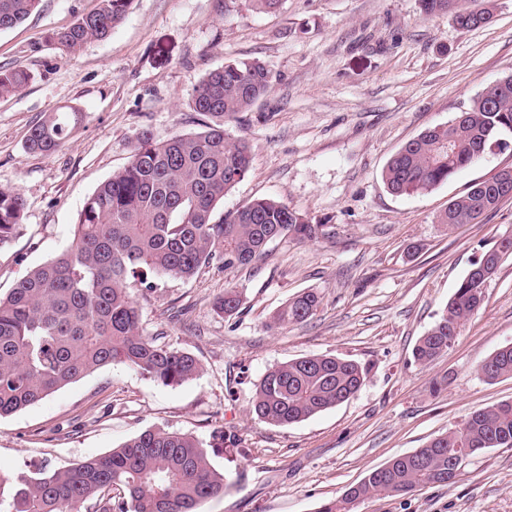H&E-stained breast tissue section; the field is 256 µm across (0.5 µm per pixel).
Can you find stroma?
<instances>
[{"label":"stroma","mask_w":512,"mask_h":512,"mask_svg":"<svg viewBox=\"0 0 512 512\" xmlns=\"http://www.w3.org/2000/svg\"><path fill=\"white\" fill-rule=\"evenodd\" d=\"M94 5L42 0L39 13L0 31V66L32 75L0 97V187L26 201L23 224L0 248L1 295L69 245L84 202L128 164L141 131L159 140L201 132L193 89L235 61L265 62L274 82L224 124L254 158L217 215L274 198L324 231L276 240L247 266L157 277L146 296L131 287L145 334L194 355L200 374L165 386L123 363L101 367L0 419V474L64 469L148 429L206 444L221 430L229 438L211 463L228 485L199 512H317L473 410L512 401V378L478 373L512 343V255L448 352L428 366L413 356L474 262L512 230V199L478 223L439 221L450 199L512 166V146L421 194H392L382 180L406 142L512 75V0H489L491 22L474 29L425 16L419 0H283L269 13L250 0H132L108 38L75 53L46 43L48 30ZM69 107L82 118L64 145L28 151L33 125ZM228 288L244 298L229 318L213 307ZM308 289L320 296L315 315L273 327L275 312ZM325 354L366 370L354 397L286 427L250 413L268 369ZM357 512H512V448L471 458L454 482L373 497Z\"/></svg>","instance_id":"1"}]
</instances>
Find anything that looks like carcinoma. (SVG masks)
I'll return each instance as SVG.
<instances>
[{"label": "carcinoma", "mask_w": 512, "mask_h": 512, "mask_svg": "<svg viewBox=\"0 0 512 512\" xmlns=\"http://www.w3.org/2000/svg\"><path fill=\"white\" fill-rule=\"evenodd\" d=\"M42 0H0V31L22 24ZM427 16L452 14L465 29L492 19L490 8L471 0H420ZM130 0H96L71 25L52 31L48 42L76 52L107 38ZM31 80L20 69L0 66V96ZM272 77L258 59L229 63L207 73L194 89L191 107L211 119L206 130L157 140L143 131L129 163L102 182L85 202L68 247L33 268L0 297V418L17 413L90 372L125 363L166 386L180 385L202 370L192 354L144 334L129 284L152 292L155 275L190 279L211 265L247 266L277 239L311 241L322 225L286 203L253 199L215 218L224 195L249 173L252 145L232 138L224 120L248 110L271 88ZM463 122L425 130L388 161L383 181L395 194L428 191L479 158L478 152L512 132V75L486 87L465 111ZM74 109L48 113L35 125L27 147L55 152L79 121ZM512 172L478 181L448 203L440 223L471 224L500 204ZM25 200L0 188V248L15 236ZM483 282L464 278L414 358L430 364L451 347L457 329L483 303ZM320 300L313 290L289 300L272 319L282 326L312 317ZM243 305L234 289L217 297L215 310L232 317ZM487 382L512 377V345L493 352L479 367ZM366 382L358 363L313 355L278 364L256 384L250 412L280 426L306 420L355 396ZM458 448L474 457L489 448H512V401L471 412L461 427L425 446L389 460L318 512H356L355 503L377 495H399L419 486L449 483L451 455ZM226 476L210 462L199 440L164 429H148L111 452L72 467L0 475V505L7 512H197L198 505L224 493Z\"/></svg>", "instance_id": "obj_1"}]
</instances>
